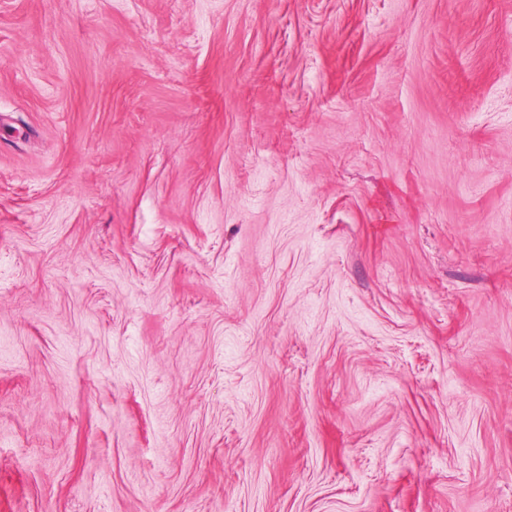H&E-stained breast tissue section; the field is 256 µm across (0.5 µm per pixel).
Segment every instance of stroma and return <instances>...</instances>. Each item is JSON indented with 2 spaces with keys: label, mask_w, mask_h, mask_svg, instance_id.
Wrapping results in <instances>:
<instances>
[{
  "label": "stroma",
  "mask_w": 512,
  "mask_h": 512,
  "mask_svg": "<svg viewBox=\"0 0 512 512\" xmlns=\"http://www.w3.org/2000/svg\"><path fill=\"white\" fill-rule=\"evenodd\" d=\"M0 512H512V0H0Z\"/></svg>",
  "instance_id": "obj_1"
}]
</instances>
